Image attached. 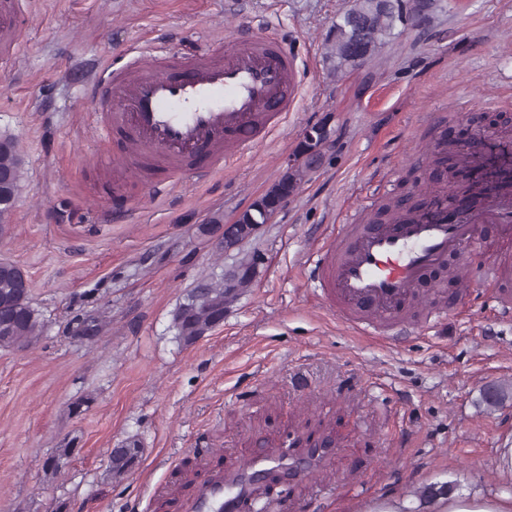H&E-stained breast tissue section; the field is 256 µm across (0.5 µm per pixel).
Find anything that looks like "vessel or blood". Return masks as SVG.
Here are the masks:
<instances>
[{"label": "vessel or blood", "instance_id": "1", "mask_svg": "<svg viewBox=\"0 0 512 512\" xmlns=\"http://www.w3.org/2000/svg\"><path fill=\"white\" fill-rule=\"evenodd\" d=\"M18 0H0V55L17 50ZM296 59L287 43L235 30L221 49L191 53L165 48L131 59L118 72L93 81L86 103L100 115L102 141L113 133L124 138L121 153L103 152L114 177L145 164L163 168L168 179L187 160L223 170L231 159L262 144L272 128L293 111L299 96ZM440 175L424 187L430 203L410 219L395 224H345L316 253L310 277L320 297L348 326L361 334H380L405 326L420 284L435 269L484 250L482 225H496L512 238V189L501 188L486 202L449 205ZM333 443L308 447L278 458L256 454L246 468L216 473L183 504V512H243L253 507L256 474L286 468L308 474Z\"/></svg>", "mask_w": 512, "mask_h": 512}]
</instances>
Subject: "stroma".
Instances as JSON below:
<instances>
[{
    "label": "stroma",
    "instance_id": "1",
    "mask_svg": "<svg viewBox=\"0 0 512 512\" xmlns=\"http://www.w3.org/2000/svg\"><path fill=\"white\" fill-rule=\"evenodd\" d=\"M19 50L0 65V137L18 144L24 178L0 259L31 282L45 331L0 350V512H177L206 474L257 449L299 452L308 436L338 450L307 476L256 487L267 512H359L422 490L506 493L497 454L512 441V398L491 407L485 384L512 386V317L495 286L447 285L431 325L390 338L354 333L327 308L306 260L338 225L424 182L436 123L458 134L472 113L512 115V0H436L360 65L334 71L329 37L351 0H20ZM244 24L282 39L302 74L299 104L266 144L223 171L187 166L121 180L103 145L87 83L133 49L219 45ZM335 147L255 236L224 246L232 223L285 172L311 125ZM471 180L512 157V135L468 143ZM252 258L255 274L224 321L192 345L173 315L199 281ZM98 325L93 339L83 325ZM137 441L130 471L109 451ZM70 454L58 470L45 461Z\"/></svg>",
    "mask_w": 512,
    "mask_h": 512
}]
</instances>
